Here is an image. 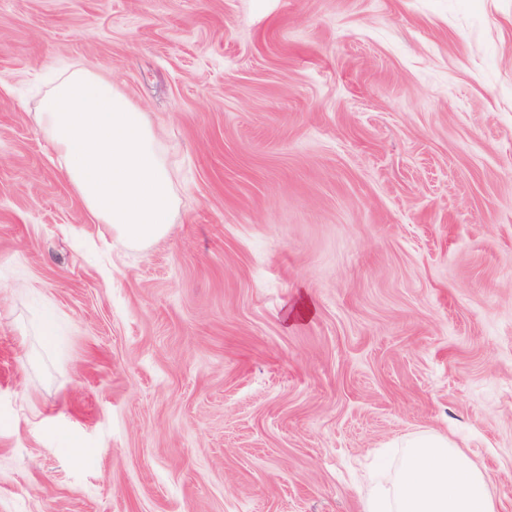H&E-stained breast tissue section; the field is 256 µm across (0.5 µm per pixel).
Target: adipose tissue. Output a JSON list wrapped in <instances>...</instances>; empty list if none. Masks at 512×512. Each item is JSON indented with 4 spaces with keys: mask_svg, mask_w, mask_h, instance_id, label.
<instances>
[{
    "mask_svg": "<svg viewBox=\"0 0 512 512\" xmlns=\"http://www.w3.org/2000/svg\"><path fill=\"white\" fill-rule=\"evenodd\" d=\"M38 123L96 223L128 244L165 236L176 206L170 170L142 112L106 77L76 69L39 106ZM361 512H499L470 450L431 433L407 439L391 480L367 477Z\"/></svg>",
    "mask_w": 512,
    "mask_h": 512,
    "instance_id": "adipose-tissue-1",
    "label": "adipose tissue"
}]
</instances>
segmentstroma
Returning a JSON list of instances; mask_svg holds the SVG:
<instances>
[{
  "label": "stroma",
  "mask_w": 512,
  "mask_h": 512,
  "mask_svg": "<svg viewBox=\"0 0 512 512\" xmlns=\"http://www.w3.org/2000/svg\"><path fill=\"white\" fill-rule=\"evenodd\" d=\"M79 67L148 247L39 132ZM428 432L512 512V0H0V512H361ZM38 123L97 224L128 244L165 236L176 206L157 135L112 81L87 69L63 77L39 106Z\"/></svg>",
  "instance_id": "stroma-1"
}]
</instances>
